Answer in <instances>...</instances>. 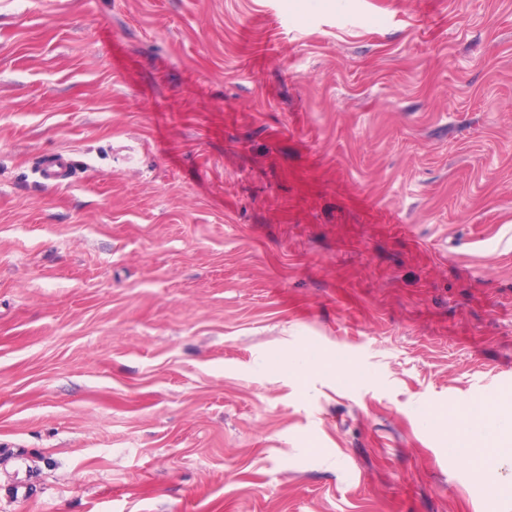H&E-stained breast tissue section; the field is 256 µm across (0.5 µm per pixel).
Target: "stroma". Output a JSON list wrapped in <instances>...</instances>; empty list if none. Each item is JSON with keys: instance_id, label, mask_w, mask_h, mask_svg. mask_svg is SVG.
<instances>
[{"instance_id": "35a3bbf8", "label": "stroma", "mask_w": 512, "mask_h": 512, "mask_svg": "<svg viewBox=\"0 0 512 512\" xmlns=\"http://www.w3.org/2000/svg\"><path fill=\"white\" fill-rule=\"evenodd\" d=\"M459 408L512 411V0H0V512H512ZM72 161L64 155L53 156L42 171V177L46 182L62 185L71 178Z\"/></svg>"}]
</instances>
